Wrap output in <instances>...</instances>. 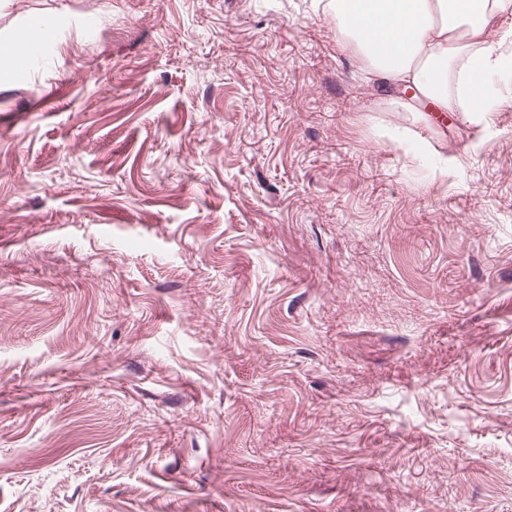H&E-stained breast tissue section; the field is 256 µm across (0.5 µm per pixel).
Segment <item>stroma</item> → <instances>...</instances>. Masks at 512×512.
<instances>
[{
    "instance_id": "stroma-1",
    "label": "stroma",
    "mask_w": 512,
    "mask_h": 512,
    "mask_svg": "<svg viewBox=\"0 0 512 512\" xmlns=\"http://www.w3.org/2000/svg\"><path fill=\"white\" fill-rule=\"evenodd\" d=\"M324 2L0 0V512H512V74ZM510 0H329L336 38L356 46L385 85L404 83L437 112H490L488 78L512 70ZM496 23V24H497ZM55 34L56 30L52 25L40 20L32 21L17 31L10 42L22 48L15 55V70L19 78L27 74L32 60L44 46L54 41Z\"/></svg>"
}]
</instances>
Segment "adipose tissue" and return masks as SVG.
I'll return each instance as SVG.
<instances>
[{
  "label": "adipose tissue",
  "mask_w": 512,
  "mask_h": 512,
  "mask_svg": "<svg viewBox=\"0 0 512 512\" xmlns=\"http://www.w3.org/2000/svg\"><path fill=\"white\" fill-rule=\"evenodd\" d=\"M338 40L384 84L403 83L439 112H485L488 78L512 70V0H327Z\"/></svg>",
  "instance_id": "obj_1"
}]
</instances>
